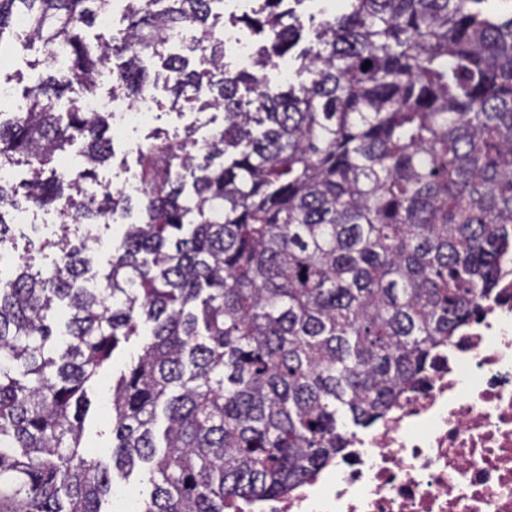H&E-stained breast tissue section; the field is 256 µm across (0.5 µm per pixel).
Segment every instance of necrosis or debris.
<instances>
[{
	"label": "necrosis or debris",
	"mask_w": 512,
	"mask_h": 512,
	"mask_svg": "<svg viewBox=\"0 0 512 512\" xmlns=\"http://www.w3.org/2000/svg\"><path fill=\"white\" fill-rule=\"evenodd\" d=\"M154 106L148 90L133 103L83 104L120 127L147 121ZM230 512H512V260L426 379L355 435L333 469Z\"/></svg>",
	"instance_id": "necrosis-or-debris-1"
}]
</instances>
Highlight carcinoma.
Masks as SVG:
<instances>
[{
    "mask_svg": "<svg viewBox=\"0 0 512 512\" xmlns=\"http://www.w3.org/2000/svg\"><path fill=\"white\" fill-rule=\"evenodd\" d=\"M113 2L0 0V54L23 15L25 40L66 72L0 111V170L28 167L25 197L63 224L138 211L101 273L89 230L54 243L53 267L0 278V512H108L112 476L82 445L87 386L141 326L149 339L112 384L113 467L142 468L146 485L135 512L283 494L385 417L512 256L509 0H347L285 90L264 72L297 44L302 0H260L254 67L237 72L211 0H124L128 25L89 39ZM186 25L202 30L185 48L204 72L167 52ZM144 53L172 105L222 108L224 127L200 148L153 136L138 193L88 195L112 113L60 112L62 93L95 96L118 58L114 89L137 99ZM78 141L83 167L58 168ZM17 194L0 178V248Z\"/></svg>",
    "mask_w": 512,
    "mask_h": 512,
    "instance_id": "carcinoma-1",
    "label": "carcinoma"
}]
</instances>
